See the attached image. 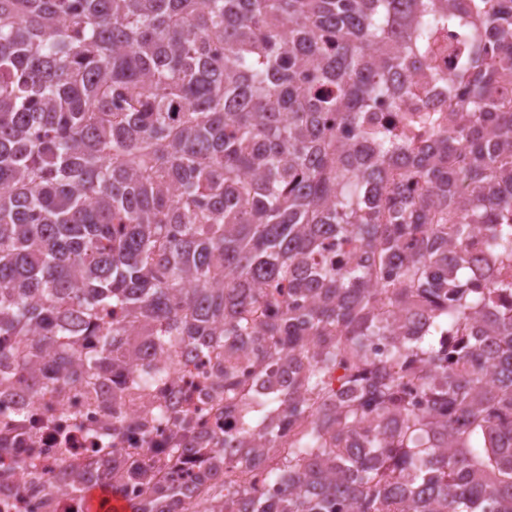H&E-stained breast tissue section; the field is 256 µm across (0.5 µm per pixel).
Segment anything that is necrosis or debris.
<instances>
[{"label":"necrosis or debris","mask_w":512,"mask_h":512,"mask_svg":"<svg viewBox=\"0 0 512 512\" xmlns=\"http://www.w3.org/2000/svg\"><path fill=\"white\" fill-rule=\"evenodd\" d=\"M161 358L169 375L150 388L140 386L136 367L122 364L81 387L45 386L32 399L7 389L0 421L14 447L0 456V470L11 476L0 485V512H64L69 497L54 492L57 474L95 456L109 432L114 447L158 464L166 463L170 449L192 448L212 435L235 447L242 436L240 412L224 405L215 381L218 354L165 352ZM50 428L59 438L53 445L44 441ZM29 472L39 475L43 493L19 489L21 475Z\"/></svg>","instance_id":"necrosis-or-debris-1"}]
</instances>
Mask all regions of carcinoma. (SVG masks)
I'll list each match as a JSON object with an SVG mask.
<instances>
[{
  "label": "carcinoma",
  "mask_w": 512,
  "mask_h": 512,
  "mask_svg": "<svg viewBox=\"0 0 512 512\" xmlns=\"http://www.w3.org/2000/svg\"><path fill=\"white\" fill-rule=\"evenodd\" d=\"M438 27L463 44L432 72L461 124L371 123ZM509 83L512 0H0V388L37 396L41 362L76 387L142 342L222 353L231 452L268 460L249 512H512V280L466 259L479 226L512 262ZM416 299L420 335L396 320ZM244 336L287 390L244 389ZM277 411L297 423L284 456ZM175 452L207 456L191 489L141 459L60 480L132 512H226V448Z\"/></svg>",
  "instance_id": "1"
}]
</instances>
